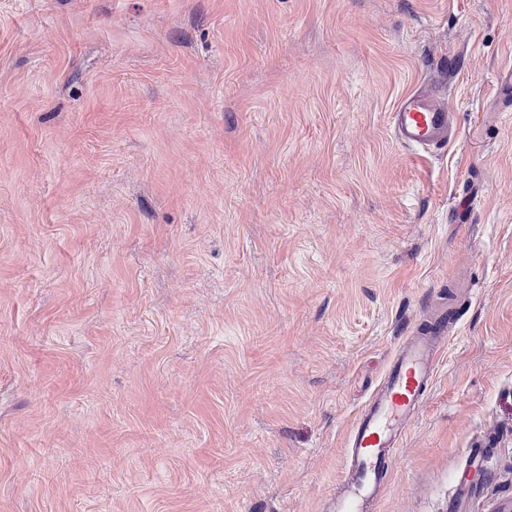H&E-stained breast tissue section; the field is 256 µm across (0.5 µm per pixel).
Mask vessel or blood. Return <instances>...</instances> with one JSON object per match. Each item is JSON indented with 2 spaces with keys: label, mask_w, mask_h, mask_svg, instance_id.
<instances>
[{
  "label": "vessel or blood",
  "mask_w": 512,
  "mask_h": 512,
  "mask_svg": "<svg viewBox=\"0 0 512 512\" xmlns=\"http://www.w3.org/2000/svg\"><path fill=\"white\" fill-rule=\"evenodd\" d=\"M391 119L397 141L415 149L446 146L454 123L445 104L419 92L403 96ZM456 319L455 308L434 311L427 328L397 349L383 382L351 424L342 493L331 503L333 512H367L380 495L405 430L426 401L448 325Z\"/></svg>",
  "instance_id": "1"
}]
</instances>
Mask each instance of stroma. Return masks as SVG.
Segmentation results:
<instances>
[{"label": "stroma", "instance_id": "1", "mask_svg": "<svg viewBox=\"0 0 512 512\" xmlns=\"http://www.w3.org/2000/svg\"><path fill=\"white\" fill-rule=\"evenodd\" d=\"M509 69L512 0H0V512H325L460 272L370 512H512ZM397 141L410 148H441L448 144L453 112L431 95L411 92L391 113Z\"/></svg>", "mask_w": 512, "mask_h": 512}]
</instances>
